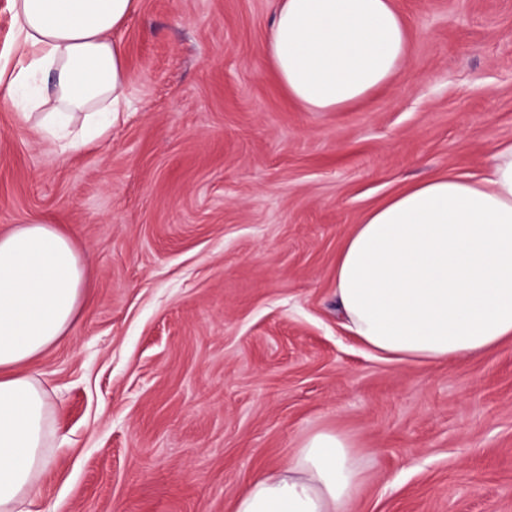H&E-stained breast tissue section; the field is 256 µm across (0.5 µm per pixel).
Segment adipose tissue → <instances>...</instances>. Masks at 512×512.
<instances>
[{
    "instance_id": "adipose-tissue-1",
    "label": "adipose tissue",
    "mask_w": 512,
    "mask_h": 512,
    "mask_svg": "<svg viewBox=\"0 0 512 512\" xmlns=\"http://www.w3.org/2000/svg\"><path fill=\"white\" fill-rule=\"evenodd\" d=\"M139 5L11 0L21 55L0 65V85L20 94L18 115L41 138L76 148L119 121L128 73L111 35ZM408 44L393 0H278L265 54L294 102L338 112L388 84ZM89 272L55 225L0 234V512H32L52 463L50 395L22 366L67 336ZM334 298L385 362L451 363L512 339V141L493 148L478 179L434 177L370 210L338 256ZM362 482L351 439L320 430L254 479L234 512H350Z\"/></svg>"
}]
</instances>
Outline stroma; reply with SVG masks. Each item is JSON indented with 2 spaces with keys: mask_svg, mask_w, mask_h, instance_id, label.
<instances>
[{
  "mask_svg": "<svg viewBox=\"0 0 512 512\" xmlns=\"http://www.w3.org/2000/svg\"><path fill=\"white\" fill-rule=\"evenodd\" d=\"M409 54L339 112L289 99L275 0H141L113 38L129 110L66 152L0 86V234L75 233L92 272L49 392L36 512H234L319 429L352 437L353 512H512V339L374 359L333 306L336 259L410 183L480 176L512 141V0H394Z\"/></svg>",
  "mask_w": 512,
  "mask_h": 512,
  "instance_id": "1",
  "label": "stroma"
}]
</instances>
